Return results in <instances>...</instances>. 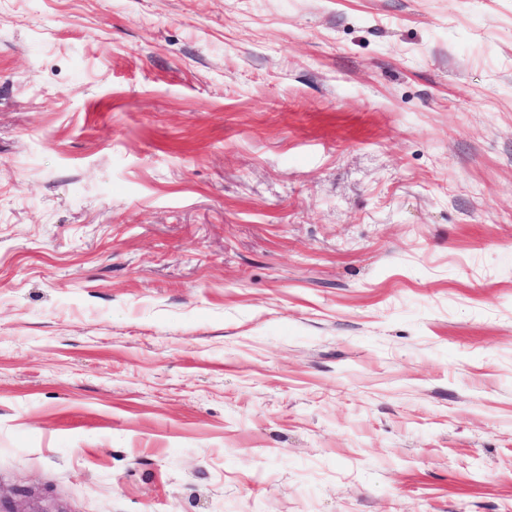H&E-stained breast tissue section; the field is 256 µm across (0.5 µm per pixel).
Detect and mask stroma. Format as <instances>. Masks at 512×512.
<instances>
[{
  "label": "stroma",
  "mask_w": 512,
  "mask_h": 512,
  "mask_svg": "<svg viewBox=\"0 0 512 512\" xmlns=\"http://www.w3.org/2000/svg\"><path fill=\"white\" fill-rule=\"evenodd\" d=\"M0 512H512V0H0Z\"/></svg>",
  "instance_id": "1"
}]
</instances>
